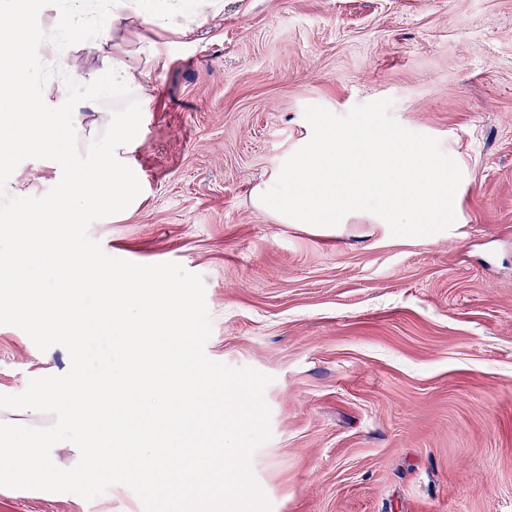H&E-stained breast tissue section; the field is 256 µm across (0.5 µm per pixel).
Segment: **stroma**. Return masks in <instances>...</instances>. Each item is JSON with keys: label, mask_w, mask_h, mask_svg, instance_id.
Returning a JSON list of instances; mask_svg holds the SVG:
<instances>
[{"label": "stroma", "mask_w": 512, "mask_h": 512, "mask_svg": "<svg viewBox=\"0 0 512 512\" xmlns=\"http://www.w3.org/2000/svg\"><path fill=\"white\" fill-rule=\"evenodd\" d=\"M119 52L149 97L126 155L142 191L88 232L110 256L201 275L206 356L270 376L250 465L271 512H512V0H222L185 36L130 14L62 58L85 85ZM383 98L460 168L452 225L404 237L365 211L314 226L256 208L306 106ZM61 174L28 159L7 191L41 196ZM69 367L0 325V394ZM107 505L143 512L122 484L0 491V512Z\"/></svg>", "instance_id": "35a3bbf8"}]
</instances>
